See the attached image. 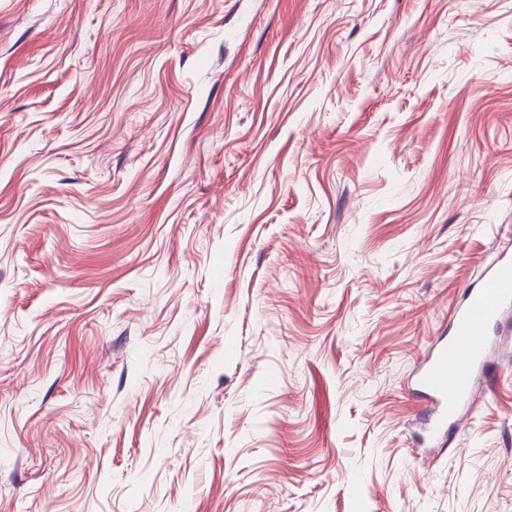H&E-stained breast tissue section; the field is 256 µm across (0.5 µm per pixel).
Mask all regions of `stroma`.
<instances>
[{"label":"stroma","instance_id":"35a3bbf8","mask_svg":"<svg viewBox=\"0 0 512 512\" xmlns=\"http://www.w3.org/2000/svg\"><path fill=\"white\" fill-rule=\"evenodd\" d=\"M512 0H0V512H512ZM512 306V254L502 253L487 268L479 287L470 288L452 313L455 336L440 341L416 374L418 391L429 403L428 431L445 436L448 420L460 423L459 407L477 391L475 371L488 349V331Z\"/></svg>","mask_w":512,"mask_h":512}]
</instances>
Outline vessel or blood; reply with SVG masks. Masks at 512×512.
I'll list each match as a JSON object with an SVG mask.
<instances>
[{"label": "vessel or blood", "mask_w": 512, "mask_h": 512, "mask_svg": "<svg viewBox=\"0 0 512 512\" xmlns=\"http://www.w3.org/2000/svg\"><path fill=\"white\" fill-rule=\"evenodd\" d=\"M512 307V254L487 268L480 286L470 288L452 313L454 336L438 343L416 374L429 403L428 430L446 435L459 407L477 391L476 371L488 349V331Z\"/></svg>", "instance_id": "obj_1"}]
</instances>
